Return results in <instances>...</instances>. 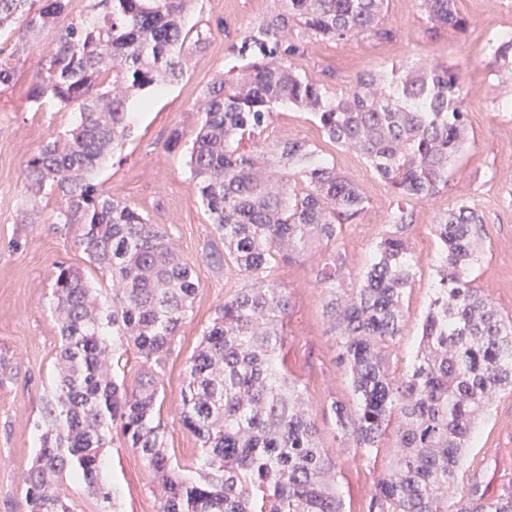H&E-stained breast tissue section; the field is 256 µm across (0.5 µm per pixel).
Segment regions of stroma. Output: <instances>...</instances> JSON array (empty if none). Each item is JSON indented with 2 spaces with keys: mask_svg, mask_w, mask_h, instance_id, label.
<instances>
[{
  "mask_svg": "<svg viewBox=\"0 0 512 512\" xmlns=\"http://www.w3.org/2000/svg\"><path fill=\"white\" fill-rule=\"evenodd\" d=\"M457 7L468 20L467 32L451 28L433 32L416 0H387L383 22L395 31V39L317 38L308 43L302 61L309 75L338 95L349 89L355 76L395 65L466 66L462 105L468 118L467 150L450 165L447 191L415 202L408 231L415 277L405 297L411 320L393 359L400 374L407 370L418 344L419 321L434 284L440 247L433 225L438 215L457 203L472 202L484 216L474 284L491 296L503 315L512 317V65L491 66L484 50L493 34L512 31V0H457ZM284 8V0H199L195 18L204 44L186 76L151 94L148 107L130 101L132 133L95 177L114 198L151 223L164 225L176 252L195 264L198 288L193 308L163 356L165 393L160 398L168 453L187 466L196 463L200 444L178 423L183 370L203 328L240 282L225 273L223 265L205 259L209 244L218 237L197 198L185 153L167 151L165 142L173 129L195 132L194 104L201 90L233 65L232 48L248 31ZM50 48L49 37L41 36L39 47L13 83L0 90V512H26L22 479L37 451L35 424L42 398L55 378L60 345L59 326L51 311L57 268L63 264L80 270L94 288L109 285L108 277L89 263L77 225L55 223L57 194L43 192L33 198L23 184L28 157L43 144L65 138L76 120L75 113L57 105L35 107L27 99L39 62ZM292 139L320 150L370 200L359 219L344 226L336 243L347 257L350 279L358 280L398 199L360 155L329 143L301 110L288 107L276 112L269 127L246 141L245 147L259 153L269 143ZM318 262L313 254L273 270L290 300L286 342L278 356L306 386L320 444L336 464L345 512H364L377 478L393 463L395 448L388 439L365 458L336 439L329 405L339 400L351 406L355 399L350 379L337 363L335 337L315 280ZM467 455L478 462L474 477L480 494L488 499L512 495V392L494 397L490 413L478 425L476 445ZM103 478L117 492V512H158V480L122 439H114L103 453Z\"/></svg>",
  "mask_w": 512,
  "mask_h": 512,
  "instance_id": "obj_1",
  "label": "stroma"
}]
</instances>
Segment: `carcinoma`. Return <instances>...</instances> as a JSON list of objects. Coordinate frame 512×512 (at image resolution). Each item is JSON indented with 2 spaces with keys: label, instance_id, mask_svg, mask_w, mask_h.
<instances>
[{
  "label": "carcinoma",
  "instance_id": "cac0c4a2",
  "mask_svg": "<svg viewBox=\"0 0 512 512\" xmlns=\"http://www.w3.org/2000/svg\"><path fill=\"white\" fill-rule=\"evenodd\" d=\"M196 0H92V12L58 25L69 0H0V33H17L0 54V87L9 86L33 39L52 36L29 101L77 113L64 141L30 155L27 188L61 198L55 223L80 224L88 260L108 274L99 296L81 271L59 266L53 309L60 324L57 374L43 397L38 455L24 478L27 512H70L61 487L76 479L116 512L101 478L112 429L161 480L159 512H344L334 464L325 455L305 387L279 362L289 309L273 268L326 248L316 271L336 336L337 362L356 407L330 403L336 437L372 455L393 416L399 454L376 482L366 512H512V496L486 500L448 494L463 488L479 420L490 396L512 390V317L472 284L483 217L467 201L437 217L440 243L421 340L405 373L392 358L409 320L405 294L415 276L409 206L448 189V168L469 137L457 66L426 65L390 75L362 73L346 93L329 95L301 69L311 38L363 36L391 41L380 25L385 0H286V10L247 32L233 52L237 76L219 75L195 104L200 123L166 148L188 153L198 198L241 287L224 299L194 354L180 390V424L195 435L196 477L165 448L156 419L163 354L192 310L195 266L175 252L166 230L116 200L94 174L131 134L129 98L180 81L200 49ZM431 29L463 31L456 0H417ZM302 37L285 40L289 27ZM493 62L512 58V36L487 40ZM285 106L309 112L323 136L352 149L399 198L358 282L345 277L336 244L343 226L369 205L351 180L300 140L242 148ZM132 348L145 367L137 384L111 375L116 348Z\"/></svg>",
  "mask_w": 512,
  "mask_h": 512
}]
</instances>
